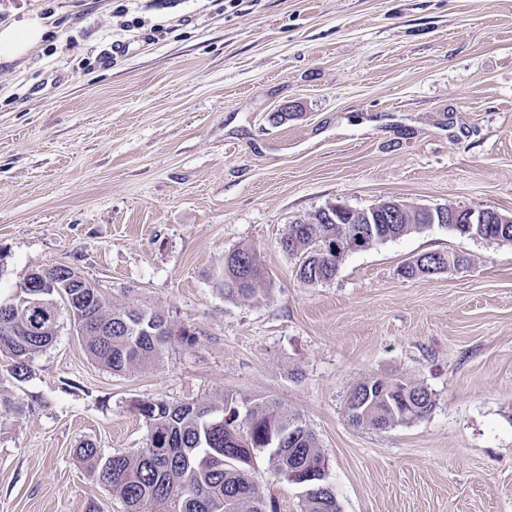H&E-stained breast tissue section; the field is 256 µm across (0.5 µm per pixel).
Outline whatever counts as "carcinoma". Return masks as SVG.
Returning a JSON list of instances; mask_svg holds the SVG:
<instances>
[{"label":"carcinoma","instance_id":"carcinoma-1","mask_svg":"<svg viewBox=\"0 0 512 512\" xmlns=\"http://www.w3.org/2000/svg\"><path fill=\"white\" fill-rule=\"evenodd\" d=\"M353 224H291L280 241L284 252L298 253L297 276L306 286L336 274L345 257ZM427 224H374L364 238L367 250L402 236L427 230ZM461 236L512 242L511 224H446ZM441 252L421 255L404 267L408 278L421 277L442 258ZM265 273L255 251L242 246L224 253V270L217 287L229 298L255 300L263 295ZM75 301L88 327L102 324L110 334L85 337L91 359L114 374L144 368L161 355L170 336L164 316L149 308H111L95 286L77 290ZM27 305L0 310V353L11 359V373L22 378L29 362L55 339L38 333L27 316ZM435 406L427 387L407 381L369 377L347 396L344 414L352 426L386 430L429 415ZM150 429L146 447L135 454L103 457L91 442L77 449L82 463L101 485L125 503L127 512H276L272 500L257 489L252 458L267 456L269 472L288 480L289 472L318 473L325 460L315 434L301 416L271 396L242 401L224 395L222 403L170 402L156 398L134 404ZM312 489L302 499V512H340L336 494L326 483L309 479Z\"/></svg>","mask_w":512,"mask_h":512}]
</instances>
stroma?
<instances>
[{
  "label": "stroma",
  "instance_id": "1",
  "mask_svg": "<svg viewBox=\"0 0 512 512\" xmlns=\"http://www.w3.org/2000/svg\"><path fill=\"white\" fill-rule=\"evenodd\" d=\"M26 22L43 39L0 62V293L71 265L172 336L117 375L66 317L26 378L0 355L22 407L0 418V512H126L75 448L137 452L135 401L226 394L301 414L341 512H512V242L435 225L316 286L279 245L337 202L512 213V0H0V28ZM242 245L258 301L216 286ZM429 252L471 263L402 277ZM368 377L426 386L433 411L353 427ZM255 468L277 512H302Z\"/></svg>",
  "mask_w": 512,
  "mask_h": 512
}]
</instances>
